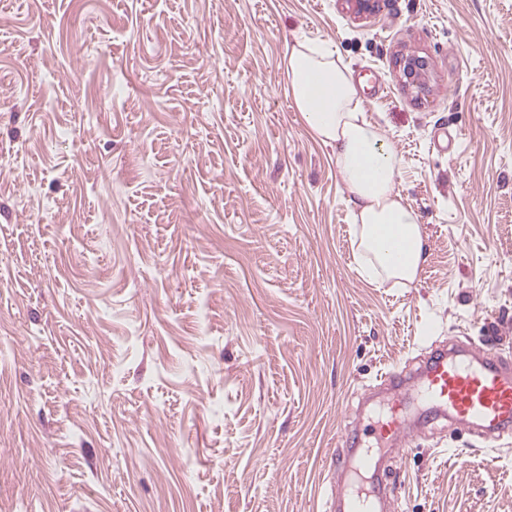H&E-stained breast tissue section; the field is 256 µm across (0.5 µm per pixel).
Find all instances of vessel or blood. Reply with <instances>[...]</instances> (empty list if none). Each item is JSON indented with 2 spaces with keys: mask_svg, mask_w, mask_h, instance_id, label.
<instances>
[{
  "mask_svg": "<svg viewBox=\"0 0 512 512\" xmlns=\"http://www.w3.org/2000/svg\"><path fill=\"white\" fill-rule=\"evenodd\" d=\"M399 413L377 430L381 439H402L418 404L455 425L486 432L512 429V361L492 352L472 356L458 347L431 353L418 377L388 373ZM385 452L352 448L342 480L330 495V512H389L392 504Z\"/></svg>",
  "mask_w": 512,
  "mask_h": 512,
  "instance_id": "obj_1",
  "label": "vessel or blood"
}]
</instances>
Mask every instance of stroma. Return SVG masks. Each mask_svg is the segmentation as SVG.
<instances>
[{"mask_svg":"<svg viewBox=\"0 0 512 512\" xmlns=\"http://www.w3.org/2000/svg\"><path fill=\"white\" fill-rule=\"evenodd\" d=\"M298 41L404 158L412 287L355 269ZM453 343L512 360V0H0V512H322ZM401 446L393 512H512V431ZM426 64L422 60L405 58L403 61V73L407 78L408 84L418 91L426 89Z\"/></svg>","mask_w":512,"mask_h":512,"instance_id":"35a3bbf8","label":"stroma"}]
</instances>
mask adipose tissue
<instances>
[{
  "instance_id": "obj_1",
  "label": "adipose tissue",
  "mask_w": 512,
  "mask_h": 512,
  "mask_svg": "<svg viewBox=\"0 0 512 512\" xmlns=\"http://www.w3.org/2000/svg\"><path fill=\"white\" fill-rule=\"evenodd\" d=\"M290 96L312 134L332 147L343 177L364 277L415 283L425 260L418 213L396 189L402 156L366 117L350 69L333 51L289 46Z\"/></svg>"
}]
</instances>
